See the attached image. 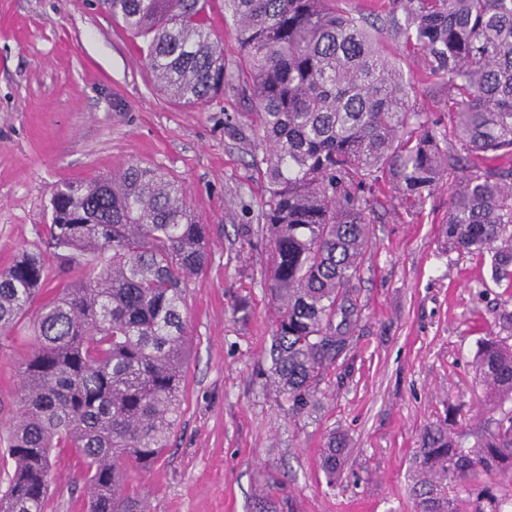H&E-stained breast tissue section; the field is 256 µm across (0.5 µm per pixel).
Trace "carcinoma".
I'll list each match as a JSON object with an SVG mask.
<instances>
[{
  "mask_svg": "<svg viewBox=\"0 0 512 512\" xmlns=\"http://www.w3.org/2000/svg\"><path fill=\"white\" fill-rule=\"evenodd\" d=\"M214 2L95 0L142 40L161 90L192 105L229 77L213 38ZM338 2L224 0L264 144L255 165L268 185L261 219L277 311L269 378L297 414L357 322L352 282L368 245L367 193L384 183L423 207L455 169L450 140L468 155L512 154V0H392L404 16L397 36L425 51L430 84L448 92L439 122L414 107L410 83L379 48L380 17H354ZM51 209L43 243L83 271L40 302L42 253L0 270V335L35 313L0 512H44L63 453L89 485L90 512H135L132 475L168 447L179 413L190 345L182 310L206 261L207 226L180 181L138 163L60 184ZM511 226L512 169L474 172L453 192L448 239L492 253L497 279L512 278ZM477 370L487 423L471 443L442 426L424 430L414 512H504L481 477L512 476V346L485 340ZM343 454L334 440L323 449L329 478Z\"/></svg>",
  "mask_w": 512,
  "mask_h": 512,
  "instance_id": "cac0c4a2",
  "label": "carcinoma"
}]
</instances>
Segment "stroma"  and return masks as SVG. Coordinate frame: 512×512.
I'll use <instances>...</instances> for the list:
<instances>
[{
	"label": "stroma",
	"mask_w": 512,
	"mask_h": 512,
	"mask_svg": "<svg viewBox=\"0 0 512 512\" xmlns=\"http://www.w3.org/2000/svg\"><path fill=\"white\" fill-rule=\"evenodd\" d=\"M413 104L447 111L421 51L390 33ZM139 41L87 0H0V269L34 249L61 181L138 162L176 176L208 228L207 262L188 287L192 338L169 446L134 476L143 512H413L412 459L423 429L459 432L485 420L474 362L484 339L512 345V279L445 234L453 172L423 208L387 188L371 197L369 243L354 281L360 320L328 365L317 402L295 415L265 375L276 311L261 230V147L240 82L196 106L170 100ZM33 347L21 322L0 338V458L20 408V365ZM345 447L335 481L321 468L329 438ZM74 462H58L45 512H89Z\"/></svg>",
	"instance_id": "35a3bbf8"
}]
</instances>
